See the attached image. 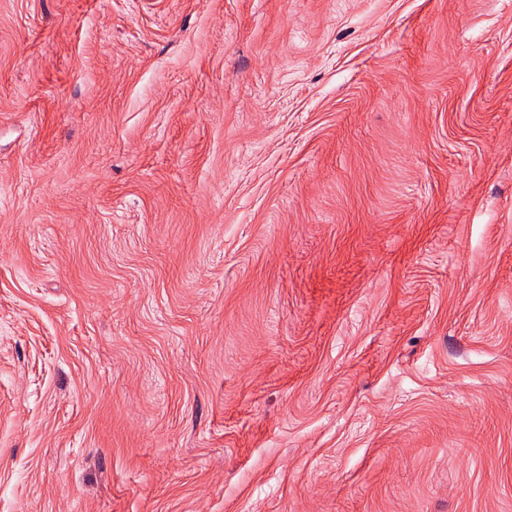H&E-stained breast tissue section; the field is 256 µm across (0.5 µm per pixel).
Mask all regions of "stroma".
I'll use <instances>...</instances> for the list:
<instances>
[{
  "label": "stroma",
  "instance_id": "obj_1",
  "mask_svg": "<svg viewBox=\"0 0 512 512\" xmlns=\"http://www.w3.org/2000/svg\"><path fill=\"white\" fill-rule=\"evenodd\" d=\"M0 512H512V0H0Z\"/></svg>",
  "mask_w": 512,
  "mask_h": 512
}]
</instances>
